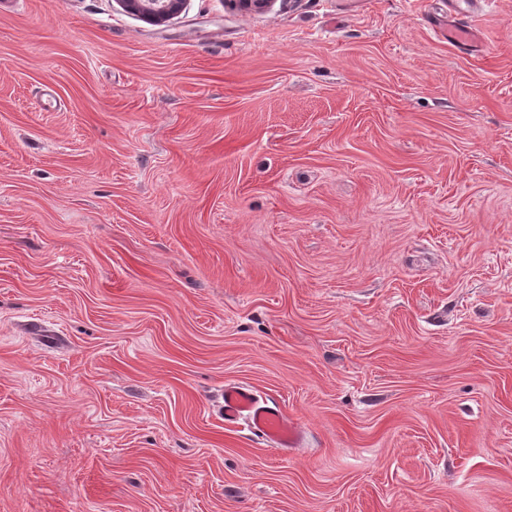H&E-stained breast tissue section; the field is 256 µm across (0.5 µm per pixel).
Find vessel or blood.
<instances>
[{"label": "vessel or blood", "instance_id": "1", "mask_svg": "<svg viewBox=\"0 0 512 512\" xmlns=\"http://www.w3.org/2000/svg\"><path fill=\"white\" fill-rule=\"evenodd\" d=\"M448 40L451 44L470 46L478 43L477 29L468 21L462 8L448 14ZM224 422L245 425L254 436L278 449L294 448L301 442V430L276 405L260 399L250 386L228 383L224 386Z\"/></svg>", "mask_w": 512, "mask_h": 512}]
</instances>
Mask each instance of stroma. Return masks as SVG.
Segmentation results:
<instances>
[{"mask_svg": "<svg viewBox=\"0 0 512 512\" xmlns=\"http://www.w3.org/2000/svg\"><path fill=\"white\" fill-rule=\"evenodd\" d=\"M450 8L0 0V512H512V0ZM128 13L136 14L142 19L154 23H165L183 9L186 0H118ZM448 42L456 46H471L479 42L477 29L471 25L459 5L448 12ZM224 424L243 423L254 436L276 449L296 448L301 442V429L282 409L266 400L250 386L240 383L224 385Z\"/></svg>", "mask_w": 512, "mask_h": 512, "instance_id": "35a3bbf8", "label": "stroma"}]
</instances>
